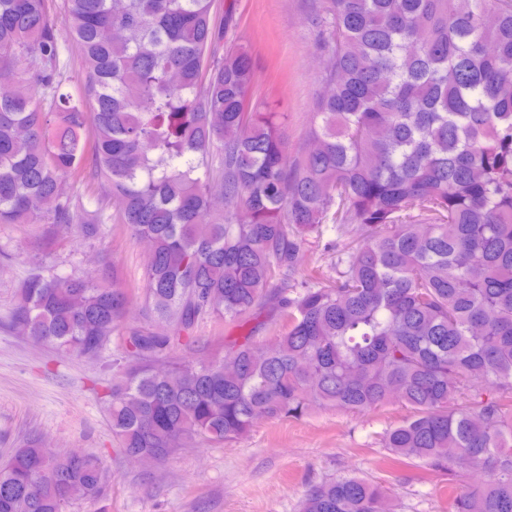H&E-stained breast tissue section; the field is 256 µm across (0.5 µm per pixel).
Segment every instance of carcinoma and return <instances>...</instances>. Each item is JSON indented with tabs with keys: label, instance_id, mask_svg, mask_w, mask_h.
I'll use <instances>...</instances> for the list:
<instances>
[{
	"label": "carcinoma",
	"instance_id": "obj_1",
	"mask_svg": "<svg viewBox=\"0 0 512 512\" xmlns=\"http://www.w3.org/2000/svg\"><path fill=\"white\" fill-rule=\"evenodd\" d=\"M81 81L63 89L54 0H0V224L87 238L62 190L86 157L152 244L143 297L164 328H129L108 410L126 455L163 461L263 418L410 410L395 459L485 480L454 512H512V0H321L329 62L306 143L252 97L256 60L224 50L219 0H64ZM221 196L233 204H214ZM338 276L300 274L327 222ZM131 294L74 275H28L13 323L95 356ZM268 310L276 340L239 336L208 363L156 362L210 317ZM91 456L36 440L0 464V512H66L104 493ZM299 512H391L346 475L310 486Z\"/></svg>",
	"mask_w": 512,
	"mask_h": 512
}]
</instances>
